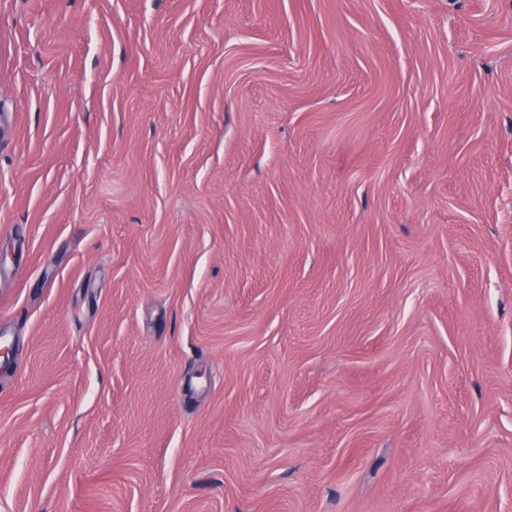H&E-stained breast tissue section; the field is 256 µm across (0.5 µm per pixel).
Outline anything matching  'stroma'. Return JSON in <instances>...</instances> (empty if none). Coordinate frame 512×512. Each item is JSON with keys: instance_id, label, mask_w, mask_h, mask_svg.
<instances>
[{"instance_id": "stroma-1", "label": "stroma", "mask_w": 512, "mask_h": 512, "mask_svg": "<svg viewBox=\"0 0 512 512\" xmlns=\"http://www.w3.org/2000/svg\"><path fill=\"white\" fill-rule=\"evenodd\" d=\"M0 512H512V0H0Z\"/></svg>"}]
</instances>
